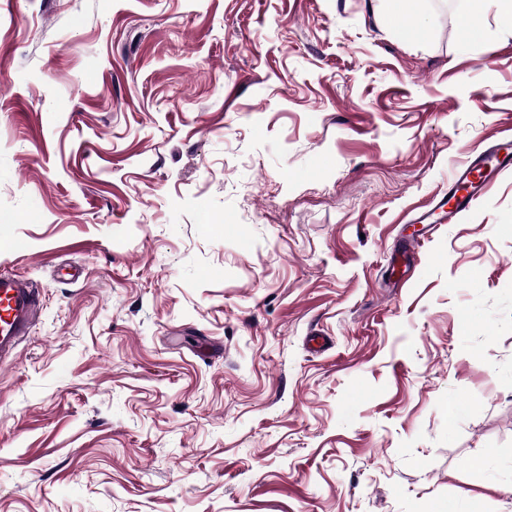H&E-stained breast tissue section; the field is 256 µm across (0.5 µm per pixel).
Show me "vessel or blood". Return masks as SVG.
<instances>
[{"label":"vessel or blood","mask_w":512,"mask_h":512,"mask_svg":"<svg viewBox=\"0 0 512 512\" xmlns=\"http://www.w3.org/2000/svg\"><path fill=\"white\" fill-rule=\"evenodd\" d=\"M512 170V138L505 137L471 155L453 168L448 193L435 205L434 212L415 216L418 228L409 238L403 256L411 258L416 247L431 235L436 224H451L482 201L494 178ZM40 313L39 292L30 281L12 272H0V365L13 363L18 348L31 331Z\"/></svg>","instance_id":"vessel-or-blood-1"}]
</instances>
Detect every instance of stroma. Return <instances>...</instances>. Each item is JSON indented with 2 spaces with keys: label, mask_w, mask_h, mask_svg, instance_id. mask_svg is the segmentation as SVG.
Returning a JSON list of instances; mask_svg holds the SVG:
<instances>
[{
  "label": "stroma",
  "mask_w": 512,
  "mask_h": 512,
  "mask_svg": "<svg viewBox=\"0 0 512 512\" xmlns=\"http://www.w3.org/2000/svg\"><path fill=\"white\" fill-rule=\"evenodd\" d=\"M471 7L0 0V512H512V171L395 258L512 130ZM38 289L12 272H0V365L12 364L40 313Z\"/></svg>",
  "instance_id": "obj_1"
}]
</instances>
